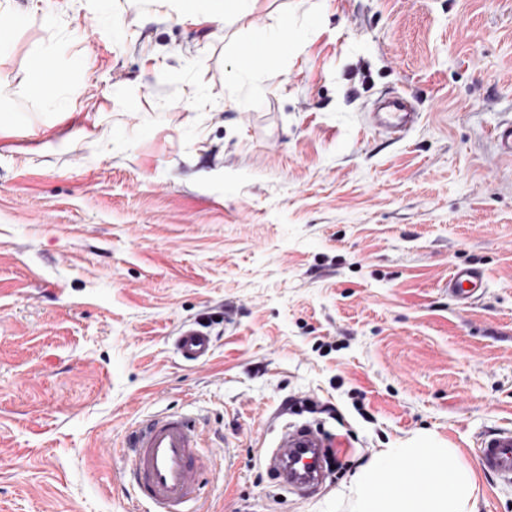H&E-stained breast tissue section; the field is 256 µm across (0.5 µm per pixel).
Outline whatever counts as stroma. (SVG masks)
<instances>
[{"instance_id":"stroma-1","label":"stroma","mask_w":512,"mask_h":512,"mask_svg":"<svg viewBox=\"0 0 512 512\" xmlns=\"http://www.w3.org/2000/svg\"><path fill=\"white\" fill-rule=\"evenodd\" d=\"M0 51V512H129L114 449L143 418L206 432L207 512H354L382 450L428 444L512 512L479 434L512 424V0H8ZM289 16L288 56L234 59ZM49 24H42V17ZM68 73L44 97L34 57ZM387 90L421 118L367 125ZM481 268L468 311L448 272ZM200 324L203 365L174 346ZM311 397L320 409H291ZM343 435L305 497L266 454L285 424ZM259 0H171L177 7L185 4L196 14L209 20L243 17L251 13Z\"/></svg>"}]
</instances>
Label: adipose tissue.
Here are the masks:
<instances>
[{
    "instance_id": "adipose-tissue-1",
    "label": "adipose tissue",
    "mask_w": 512,
    "mask_h": 512,
    "mask_svg": "<svg viewBox=\"0 0 512 512\" xmlns=\"http://www.w3.org/2000/svg\"><path fill=\"white\" fill-rule=\"evenodd\" d=\"M294 24L281 19L271 39L255 42L235 58L236 68L254 72L269 57L294 46ZM356 512H467L473 483L464 469L449 467L444 448H390L355 478Z\"/></svg>"
}]
</instances>
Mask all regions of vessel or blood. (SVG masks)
I'll return each mask as SVG.
<instances>
[{"mask_svg":"<svg viewBox=\"0 0 512 512\" xmlns=\"http://www.w3.org/2000/svg\"><path fill=\"white\" fill-rule=\"evenodd\" d=\"M369 125L376 132L401 140L415 126L419 114L406 93H388L381 107L369 108ZM487 291L484 273L467 265L448 272V295L457 309L465 310ZM179 354L192 363H206L212 353L210 335L192 325L181 326L175 338ZM203 433L198 422L179 412L155 416L131 432L124 448L127 475L137 490L136 503L147 512H201L204 502L200 480L212 459L202 457ZM340 440L306 425L282 429L268 468L276 480L300 495L321 488L328 476L327 461ZM476 456L482 470L512 482V426L486 431L477 440Z\"/></svg>","mask_w":512,"mask_h":512,"instance_id":"vessel-or-blood-1","label":"vessel or blood"}]
</instances>
